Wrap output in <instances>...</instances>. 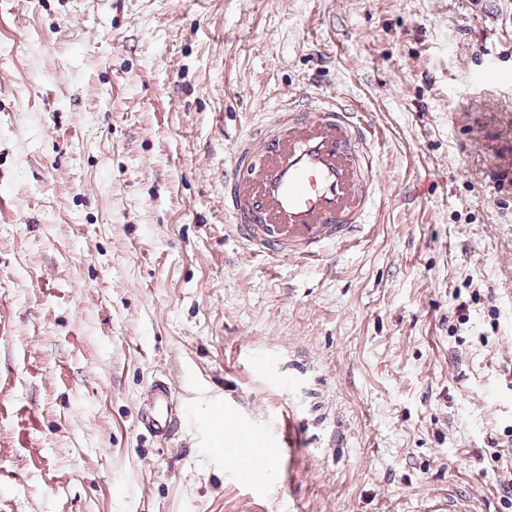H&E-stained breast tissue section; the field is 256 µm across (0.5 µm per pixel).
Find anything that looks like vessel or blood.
I'll use <instances>...</instances> for the list:
<instances>
[{"label":"vessel or blood","mask_w":512,"mask_h":512,"mask_svg":"<svg viewBox=\"0 0 512 512\" xmlns=\"http://www.w3.org/2000/svg\"><path fill=\"white\" fill-rule=\"evenodd\" d=\"M272 132L240 136L224 160V216L244 253L277 261H323L327 245L347 243L368 222L376 195L374 123L349 98L287 91ZM145 427L166 439L184 424L185 410L167 380L151 388ZM230 449L241 483L256 479L267 457L259 432L243 426Z\"/></svg>","instance_id":"b4317fda"}]
</instances>
